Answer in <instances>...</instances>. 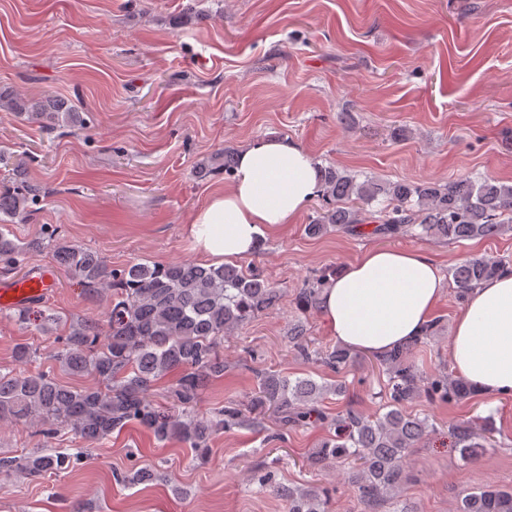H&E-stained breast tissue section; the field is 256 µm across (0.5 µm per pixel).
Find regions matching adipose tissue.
Segmentation results:
<instances>
[{"instance_id": "obj_1", "label": "adipose tissue", "mask_w": 512, "mask_h": 512, "mask_svg": "<svg viewBox=\"0 0 512 512\" xmlns=\"http://www.w3.org/2000/svg\"><path fill=\"white\" fill-rule=\"evenodd\" d=\"M316 166L286 139L248 145L229 187L193 215L192 249L216 265L252 254L260 237L294 223L318 196ZM445 290L437 263L420 249L375 247L329 277L319 312L344 347L381 355L424 334ZM449 357L488 401L512 394V268L470 291L454 319Z\"/></svg>"}]
</instances>
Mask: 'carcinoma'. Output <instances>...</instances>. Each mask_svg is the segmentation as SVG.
<instances>
[{
  "label": "carcinoma",
  "instance_id": "cac0c4a2",
  "mask_svg": "<svg viewBox=\"0 0 512 512\" xmlns=\"http://www.w3.org/2000/svg\"><path fill=\"white\" fill-rule=\"evenodd\" d=\"M1 107L46 130L85 124L67 102L48 94H0ZM0 165L8 168L7 181L0 182V263L9 270L21 269L30 251L49 249L83 288L112 295L106 319L71 323L54 354L62 370L90 375L96 384L76 388L46 372L0 367V423L38 422L46 442L67 427L89 444L101 445L112 432L136 422L161 443L177 438L198 451L207 448L213 435L242 423L244 413L235 401H226L210 416L198 412V401L209 381L224 376L221 340L273 306L280 298L278 289L260 274H247L233 265L135 263L112 269L97 252L62 240L53 226L45 228L39 240L22 242L6 223L30 215L40 202V188L28 180L26 155L0 152ZM318 180L330 208L305 226L309 236H321L332 227L354 232L369 218L376 222L373 233L383 237L410 235L458 243L512 231L511 185L467 178L448 183L381 182L372 177L360 181L332 165L318 167ZM344 200L361 207L339 206ZM508 266L502 258L472 256L453 268L451 277L463 297ZM332 273L322 271L298 291L300 309L317 305ZM9 317L19 327L40 333L59 321L50 309L30 307L17 308ZM436 327L432 323L422 338L379 357L388 375L389 397L382 414L368 415L350 406L330 420L322 410L323 399L328 394L345 395L346 384L319 382L311 376L293 378L273 370L256 372L251 410L260 415L270 411L285 427L329 423L330 432L311 456V464L326 467L352 460L351 483L371 512H377L382 502L402 489L407 481L405 458L430 432L428 418L409 412V406L423 397L460 401L472 393L471 385L460 377L432 378L420 370L416 351L434 339ZM288 339L302 358L318 355L332 369L353 361L350 350L343 347L322 352L311 348L301 325L291 329ZM174 370L181 376L171 392L172 407L164 409L153 400L154 387ZM489 432L474 422L458 424L452 428L454 447L474 461L482 449L493 447ZM77 461L78 457L61 451L32 453L22 468L38 476L61 472ZM259 486L278 497L285 512H328V493L319 487L271 485L266 478ZM458 512H512V490L480 488L461 499Z\"/></svg>",
  "mask_w": 512,
  "mask_h": 512
}]
</instances>
